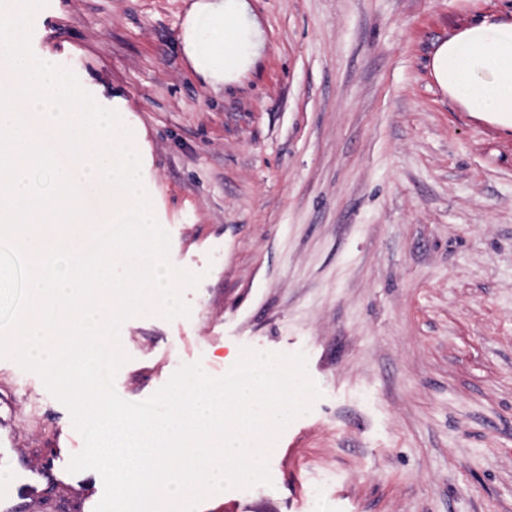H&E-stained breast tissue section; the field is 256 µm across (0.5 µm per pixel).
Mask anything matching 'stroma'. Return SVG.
Here are the masks:
<instances>
[{
  "mask_svg": "<svg viewBox=\"0 0 512 512\" xmlns=\"http://www.w3.org/2000/svg\"><path fill=\"white\" fill-rule=\"evenodd\" d=\"M264 50L214 93L181 41L184 0H46L30 38L144 132L190 314L134 317L114 377L140 402L229 349L304 352L321 396L269 455L270 484L195 512H512V133L427 69L512 0H250ZM68 408L0 358V480L53 462L16 512L102 497Z\"/></svg>",
  "mask_w": 512,
  "mask_h": 512,
  "instance_id": "35a3bbf8",
  "label": "stroma"
}]
</instances>
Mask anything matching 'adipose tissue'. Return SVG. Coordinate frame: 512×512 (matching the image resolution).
I'll return each instance as SVG.
<instances>
[{
  "label": "adipose tissue",
  "mask_w": 512,
  "mask_h": 512,
  "mask_svg": "<svg viewBox=\"0 0 512 512\" xmlns=\"http://www.w3.org/2000/svg\"><path fill=\"white\" fill-rule=\"evenodd\" d=\"M183 28L195 71L215 87L243 77L263 47L247 0H194ZM429 71L462 111L512 129V21L482 14L436 47Z\"/></svg>",
  "instance_id": "obj_1"
}]
</instances>
